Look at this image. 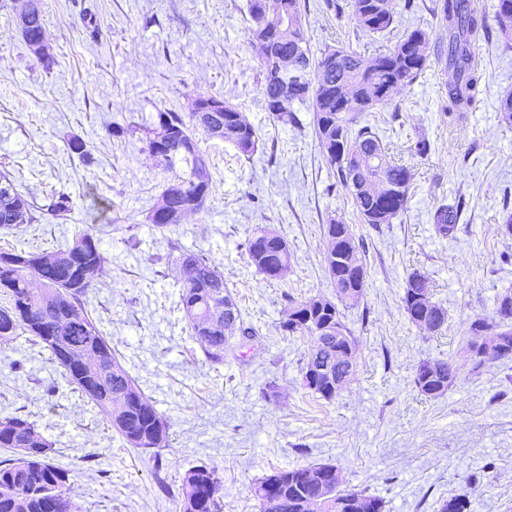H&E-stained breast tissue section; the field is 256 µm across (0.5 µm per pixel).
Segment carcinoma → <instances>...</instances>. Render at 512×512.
Returning a JSON list of instances; mask_svg holds the SVG:
<instances>
[{
  "label": "carcinoma",
  "mask_w": 512,
  "mask_h": 512,
  "mask_svg": "<svg viewBox=\"0 0 512 512\" xmlns=\"http://www.w3.org/2000/svg\"><path fill=\"white\" fill-rule=\"evenodd\" d=\"M326 6L338 15L349 12L356 32L381 33L398 22L395 0H347L345 5L340 0H326ZM304 12L306 0H248L251 42L263 47L259 59L266 108L273 120L283 124L298 123L295 106L311 108L320 152L364 223L391 224L407 209L411 173L389 156L377 129L365 120L366 113L392 103L397 91L412 86L435 62L452 75L446 84L452 107L461 112L474 103L483 82L480 43L489 37L480 2L432 0L433 14L448 26V42L437 40L427 29L415 28L369 62L340 46L312 51ZM495 17L501 38L511 43L512 0H497ZM285 28L288 44L283 45L275 35ZM21 35L30 48L44 39L43 10L32 12ZM285 55L289 65L308 73L309 83L291 95L288 109L283 110L274 104L279 93L275 59ZM210 103L224 105V111L184 114L164 110L156 113L155 127L143 130L145 150L156 166L169 172L179 170L147 216L160 232L180 223L174 217L176 211L185 215L200 211L196 198L211 187V163L196 140L197 129L231 144L247 159L258 151V131L236 106L208 93H199L194 100L196 107ZM72 208L73 199L65 191L37 206L23 197L7 175L0 174V230L63 218ZM459 209L457 203L435 209L432 220L439 236L447 238L454 233ZM324 237L325 266L338 300L319 295L298 301L284 294L287 318L280 322V330L284 335L310 339L306 359L316 358L322 371L309 374L308 363H303L302 386L331 401L336 398L329 385V378L339 371L336 356L355 350V338L342 308L355 306L363 298L367 282L358 281L357 275L366 277L368 272L362 245L350 225L333 220L326 225ZM285 244L284 237L270 225L255 228L247 239L249 262L263 278L280 281L283 276L278 270H290L292 254ZM172 258L190 273L179 291V308L190 335L206 361L222 364L224 351L255 339L258 332L245 320L224 286V274L205 253L172 242L170 251L157 261ZM105 263L99 240L89 229L49 251L22 246L0 249V295L4 297L0 342L24 335L31 338L63 369L67 382L93 403L127 447L158 457L161 449L170 446V424L136 386L89 309L96 276ZM402 302L409 321L419 329L424 319L430 333L440 331L446 322V310L433 300L427 277L418 271L408 276ZM75 334L83 337L81 357L98 362L97 371L88 377L61 352V346ZM462 351L478 354V366L490 359L512 358L511 289L497 296L492 317L471 322ZM453 383L449 359H423L414 368V384L426 397L443 396ZM0 448L11 452L10 458L0 461V512H82L70 494L76 470L51 462L53 444L29 417L13 414L0 419ZM333 469V464L274 469L253 484L251 494L259 512H357L360 500L367 503L369 512H386V501L378 495L339 485L326 496L318 484L305 479L312 472L332 483ZM220 485L214 466L186 469L178 488L181 512H224L218 498Z\"/></svg>",
  "instance_id": "obj_1"
}]
</instances>
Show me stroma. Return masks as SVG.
<instances>
[{"label": "stroma", "mask_w": 512, "mask_h": 512, "mask_svg": "<svg viewBox=\"0 0 512 512\" xmlns=\"http://www.w3.org/2000/svg\"><path fill=\"white\" fill-rule=\"evenodd\" d=\"M45 42L58 64L44 72L0 5V171L24 197L47 203L69 192L67 220L0 231V248L61 246L92 229L107 259L90 308L118 359L171 425L160 458L125 447L44 350L26 339L0 343V416L28 415L54 444L53 463L78 467L72 488L87 512H180L181 474L205 462L222 476L224 512H257L251 485L273 469L328 463L344 484L382 496L388 512H438L468 493L467 512H512V358L481 367L460 355L475 318L492 315L512 288V236L501 230L512 210V125L499 100L512 93V47L491 34L482 50L484 92L475 106L444 120L448 74L435 64L371 122L390 155L412 173L407 210L393 223L363 222L319 151L313 114L273 123L260 93L261 66L250 45L246 0H42ZM432 0H413L396 27L357 34L345 18L309 0L312 48L343 45L371 58L407 30L447 38ZM99 26L101 39L88 36ZM238 105L262 146L249 159L197 132L213 163L203 210L159 232L146 216L168 179L135 137L113 124H152L162 110L189 111L198 93ZM87 144L90 162L71 156L68 135ZM425 135L428 157L408 154ZM112 221H94L99 196ZM463 210L453 237L440 238L432 214L453 197ZM351 225L365 246L367 288L345 309L357 339L355 381L335 400L300 383L310 347L279 329L284 294L333 296L323 229ZM278 229L293 254L286 280H264L248 264L245 242L261 225ZM200 250L224 274L254 342L205 362L177 308L183 273L161 263L169 243ZM425 273L447 311L442 331L412 325L401 297L408 276ZM452 359L456 379L439 398L413 381L424 358Z\"/></svg>", "instance_id": "35a3bbf8"}]
</instances>
